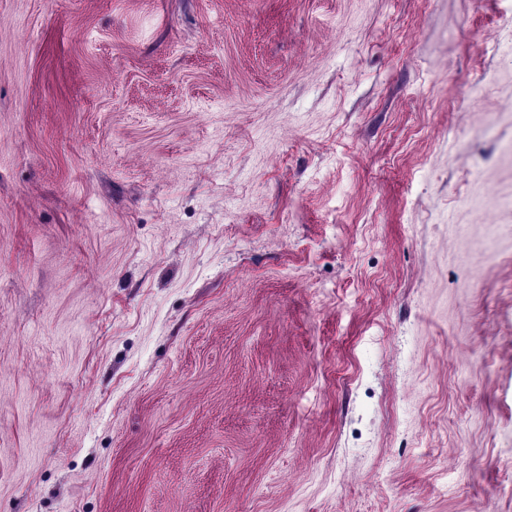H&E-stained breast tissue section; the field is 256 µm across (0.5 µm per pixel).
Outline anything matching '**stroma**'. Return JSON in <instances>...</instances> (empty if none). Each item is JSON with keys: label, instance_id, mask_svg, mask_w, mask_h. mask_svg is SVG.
I'll return each mask as SVG.
<instances>
[{"label": "stroma", "instance_id": "obj_1", "mask_svg": "<svg viewBox=\"0 0 512 512\" xmlns=\"http://www.w3.org/2000/svg\"><path fill=\"white\" fill-rule=\"evenodd\" d=\"M0 512H512V0H0Z\"/></svg>", "mask_w": 512, "mask_h": 512}]
</instances>
